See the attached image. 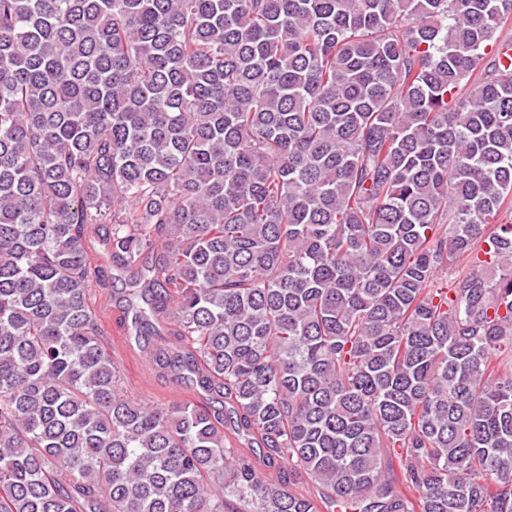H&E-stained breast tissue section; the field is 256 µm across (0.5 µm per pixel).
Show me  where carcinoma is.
Segmentation results:
<instances>
[{
	"instance_id": "cac0c4a2",
	"label": "carcinoma",
	"mask_w": 512,
	"mask_h": 512,
	"mask_svg": "<svg viewBox=\"0 0 512 512\" xmlns=\"http://www.w3.org/2000/svg\"><path fill=\"white\" fill-rule=\"evenodd\" d=\"M509 21L0 0V512H512ZM99 224L133 273L120 324L172 325L149 358L213 404L124 390ZM476 262L478 261L475 259L473 263L452 264L441 267L434 276V288H450L453 281L459 275L465 274L472 268H475V265H477Z\"/></svg>"
}]
</instances>
